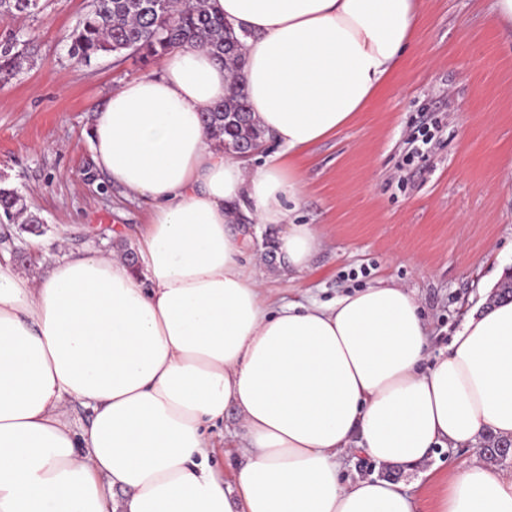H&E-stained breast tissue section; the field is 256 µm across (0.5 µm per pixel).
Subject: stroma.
Returning a JSON list of instances; mask_svg holds the SVG:
<instances>
[{"label":"stroma","instance_id":"35a3bbf8","mask_svg":"<svg viewBox=\"0 0 512 512\" xmlns=\"http://www.w3.org/2000/svg\"><path fill=\"white\" fill-rule=\"evenodd\" d=\"M90 0H42L39 12L0 16V45L26 52L0 75V186L18 190L42 220L35 236L23 220L0 223V259L45 275L58 247L81 253L120 249L114 229L135 237L149 205L127 197L97 170L89 139L95 108L124 82L158 72L160 59L70 55L69 35ZM429 130V145H415ZM304 192L291 204L297 224L325 228L323 247L303 278L274 275L267 251L276 231L246 225L269 277L271 300H321L384 276L415 289L425 309L430 350H446L462 316L512 270V52L492 0H421L416 36L403 66L352 123L297 160ZM239 424L227 411L212 429L211 462L226 473L244 458ZM474 448H437L414 471L375 466L350 455L345 478L392 477L429 512L451 470L479 460Z\"/></svg>","mask_w":512,"mask_h":512}]
</instances>
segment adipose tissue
<instances>
[{
	"mask_svg": "<svg viewBox=\"0 0 512 512\" xmlns=\"http://www.w3.org/2000/svg\"><path fill=\"white\" fill-rule=\"evenodd\" d=\"M208 3L244 35L241 69L175 48L95 112L97 169L151 206L139 269L64 252L37 279L0 261V512H420L402 483L344 479L342 456L410 467L488 432L512 441V301L469 310L434 357L415 291L270 301L230 229L278 226L281 274L310 272L323 232L289 220L296 156L400 69L417 0ZM238 83L277 151L228 155L206 135ZM73 400L93 408L85 430ZM231 409L245 461L228 477L209 446ZM433 512H512V473L451 472Z\"/></svg>",
	"mask_w": 512,
	"mask_h": 512,
	"instance_id": "ef3b65f1",
	"label": "adipose tissue"
}]
</instances>
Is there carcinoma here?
I'll return each instance as SVG.
<instances>
[{
    "mask_svg": "<svg viewBox=\"0 0 512 512\" xmlns=\"http://www.w3.org/2000/svg\"><path fill=\"white\" fill-rule=\"evenodd\" d=\"M36 0H0V15L32 13ZM70 53L86 63L111 55L116 61L138 54L142 59L182 46L211 51L236 69L242 63L243 41L224 21L210 11L207 0H92L91 9L70 35ZM13 46L0 48V74L17 67ZM204 131L216 138L226 151L249 147L260 137L248 109L244 87L236 86L224 102L202 116ZM26 211L22 197L12 189L0 188V221L9 222ZM507 441L488 435L481 450L489 462H501L512 451Z\"/></svg>",
    "mask_w": 512,
    "mask_h": 512,
    "instance_id": "carcinoma-1",
    "label": "carcinoma"
}]
</instances>
